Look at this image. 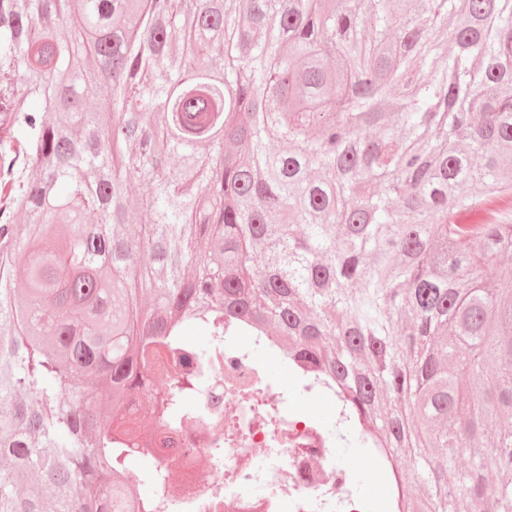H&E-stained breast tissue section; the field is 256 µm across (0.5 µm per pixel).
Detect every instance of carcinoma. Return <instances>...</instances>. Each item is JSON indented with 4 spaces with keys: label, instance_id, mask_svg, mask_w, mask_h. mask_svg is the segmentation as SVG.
Here are the masks:
<instances>
[{
    "label": "carcinoma",
    "instance_id": "obj_1",
    "mask_svg": "<svg viewBox=\"0 0 512 512\" xmlns=\"http://www.w3.org/2000/svg\"><path fill=\"white\" fill-rule=\"evenodd\" d=\"M402 4L0 0V512H152L157 354L272 323L399 512H512V0Z\"/></svg>",
    "mask_w": 512,
    "mask_h": 512
}]
</instances>
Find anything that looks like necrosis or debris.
Here are the masks:
<instances>
[{
    "label": "necrosis or debris",
    "mask_w": 512,
    "mask_h": 512,
    "mask_svg": "<svg viewBox=\"0 0 512 512\" xmlns=\"http://www.w3.org/2000/svg\"><path fill=\"white\" fill-rule=\"evenodd\" d=\"M264 358L248 334L224 339V361L207 374V393L198 404L194 429L163 437L162 457L192 449L195 457L221 449L223 465L200 478L196 468L180 470L181 492L167 496L165 512H387L399 491L398 466L377 454L376 473L388 494L373 498L355 492L337 448L340 433L295 409L300 395L335 402V388L300 361L288 378L269 369L283 356L275 337H266Z\"/></svg>",
    "instance_id": "necrosis-or-debris-1"
}]
</instances>
